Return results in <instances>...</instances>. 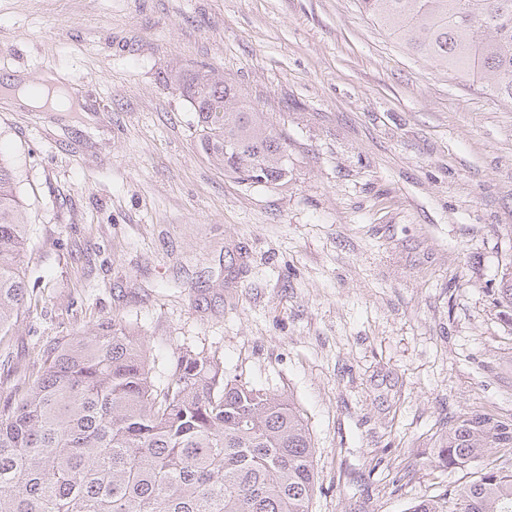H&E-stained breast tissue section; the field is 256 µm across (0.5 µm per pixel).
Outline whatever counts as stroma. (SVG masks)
Listing matches in <instances>:
<instances>
[{
    "label": "stroma",
    "instance_id": "1",
    "mask_svg": "<svg viewBox=\"0 0 512 512\" xmlns=\"http://www.w3.org/2000/svg\"><path fill=\"white\" fill-rule=\"evenodd\" d=\"M215 68L288 144L249 187L196 146L163 76ZM62 73L91 118L0 103L38 303L0 398L44 350L119 318L163 379L185 351L290 397L310 512H405L512 450L439 467L448 419L512 417V104L414 56L359 0H0V79ZM494 295L496 307L499 308V315L512 324V267L503 273L498 288H495Z\"/></svg>",
    "mask_w": 512,
    "mask_h": 512
}]
</instances>
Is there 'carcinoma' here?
<instances>
[{"mask_svg":"<svg viewBox=\"0 0 512 512\" xmlns=\"http://www.w3.org/2000/svg\"><path fill=\"white\" fill-rule=\"evenodd\" d=\"M413 54L512 103V0H359ZM191 106L197 146L247 185L288 179V144L215 70L166 75ZM29 216L0 157V342L24 313ZM512 324V268L495 289ZM134 328L112 319L47 352L0 404V512H309L314 447L290 399L224 379L187 351L158 382ZM512 449V420L473 411L448 427L438 463ZM406 512H512V466L492 467Z\"/></svg>","mask_w":512,"mask_h":512,"instance_id":"cac0c4a2","label":"carcinoma"}]
</instances>
